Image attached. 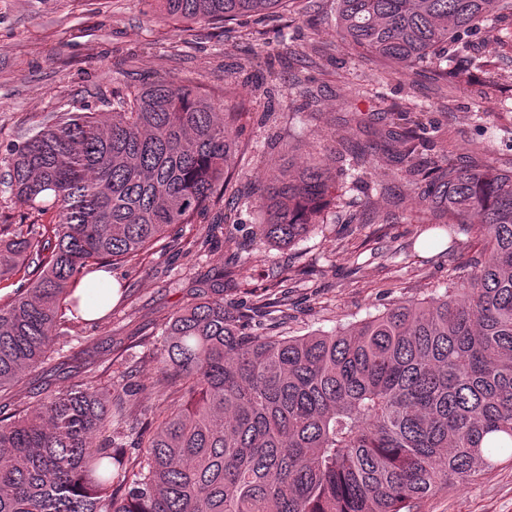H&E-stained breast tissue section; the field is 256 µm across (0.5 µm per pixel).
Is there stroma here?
<instances>
[{"label":"stroma","instance_id":"1","mask_svg":"<svg viewBox=\"0 0 512 512\" xmlns=\"http://www.w3.org/2000/svg\"><path fill=\"white\" fill-rule=\"evenodd\" d=\"M316 2L310 10L290 0L287 9L221 31L207 23L184 29L146 0H0V158L71 104L92 105L102 92L167 77L223 90L225 111L241 112L244 155L230 167L239 192L265 184L285 162L302 166L316 157L335 173L338 195L324 224L285 248L255 236V217L243 203H220L231 213L224 232L211 233V211L173 226L166 251L115 266L112 276L127 292L114 300L111 316L64 327L68 350L82 354L77 365L33 369L0 392L1 403L34 402L93 376L138 390L141 408L154 409L152 358L162 324L220 265L236 270L223 280L226 304L275 295L282 305L264 317L265 333L296 336L442 292L472 256L468 234L451 253L423 248L417 233L430 213L414 201L409 168L446 156L464 165L486 146L500 169L512 171V17L471 39L470 56L495 64L494 82L472 69L452 86L428 65L398 75L359 55L336 34L335 0ZM350 128L359 148L390 141L358 175L329 150ZM408 132L416 151L406 161L400 137ZM363 209L370 223H351ZM206 237L211 245L199 247ZM419 510L512 512V465L454 483Z\"/></svg>","mask_w":512,"mask_h":512}]
</instances>
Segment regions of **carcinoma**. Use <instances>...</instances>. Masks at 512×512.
I'll use <instances>...</instances> for the list:
<instances>
[{
  "label": "carcinoma",
  "mask_w": 512,
  "mask_h": 512,
  "mask_svg": "<svg viewBox=\"0 0 512 512\" xmlns=\"http://www.w3.org/2000/svg\"><path fill=\"white\" fill-rule=\"evenodd\" d=\"M166 16L224 24L288 0H155ZM512 0H336V33L398 71L422 62L452 85L454 56ZM64 112L0 160L24 208L0 224V389L65 357L57 329L109 285L76 286L191 224L227 190L234 117L161 77ZM481 156L414 172L411 190L478 255L444 292L396 300L332 332L267 336V299L224 307L198 288L170 315L138 418L131 391L91 381L36 404L0 406V512H414L512 461V172ZM336 182L317 164L262 188L259 238L290 245L319 223Z\"/></svg>",
  "instance_id": "obj_1"
}]
</instances>
